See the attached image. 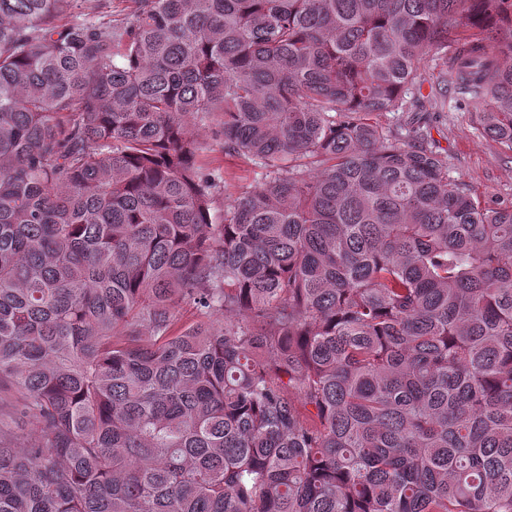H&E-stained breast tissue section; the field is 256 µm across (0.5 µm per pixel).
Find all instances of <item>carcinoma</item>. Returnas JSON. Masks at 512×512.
Instances as JSON below:
<instances>
[{
    "label": "carcinoma",
    "instance_id": "obj_1",
    "mask_svg": "<svg viewBox=\"0 0 512 512\" xmlns=\"http://www.w3.org/2000/svg\"><path fill=\"white\" fill-rule=\"evenodd\" d=\"M84 2L0 0V512H512V203L374 120L512 151V0ZM199 138L209 143V149L203 153L201 162L203 167L221 168L226 173V197L233 198L238 196L249 185L254 183L255 174L251 166L246 165L241 160L224 155L219 144L211 140V134L208 129L201 128L195 130Z\"/></svg>",
    "mask_w": 512,
    "mask_h": 512
}]
</instances>
